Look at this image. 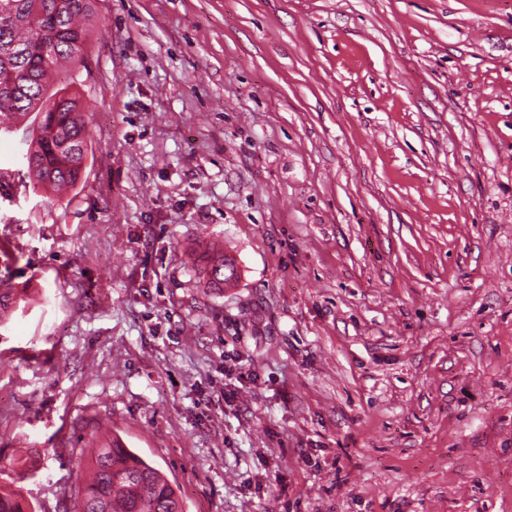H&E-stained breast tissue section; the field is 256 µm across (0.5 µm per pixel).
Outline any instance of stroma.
<instances>
[{
  "instance_id": "35a3bbf8",
  "label": "stroma",
  "mask_w": 512,
  "mask_h": 512,
  "mask_svg": "<svg viewBox=\"0 0 512 512\" xmlns=\"http://www.w3.org/2000/svg\"><path fill=\"white\" fill-rule=\"evenodd\" d=\"M96 12L81 182L0 132V488L96 416L187 512H512V0ZM198 261H201L200 270L203 276L207 278L210 284L217 286H227L233 284L237 278V266L235 260L230 256L224 254L222 249L217 248L214 244L208 246L198 257ZM227 268L232 269V275L235 272V278L224 276V270Z\"/></svg>"
}]
</instances>
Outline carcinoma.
<instances>
[{
  "label": "carcinoma",
  "instance_id": "1",
  "mask_svg": "<svg viewBox=\"0 0 512 512\" xmlns=\"http://www.w3.org/2000/svg\"><path fill=\"white\" fill-rule=\"evenodd\" d=\"M40 12L38 28L44 44L23 59L15 47L35 36L30 16ZM97 14L93 0H0V129L11 120L36 113V130L27 150V179L35 188L71 189L84 175L91 143L81 98L70 92L67 66L86 52ZM209 283H234L225 268L237 271L235 260L212 245L198 257ZM90 474L63 497L62 512H186L183 501L157 468L118 440L110 448H90Z\"/></svg>",
  "mask_w": 512,
  "mask_h": 512
}]
</instances>
